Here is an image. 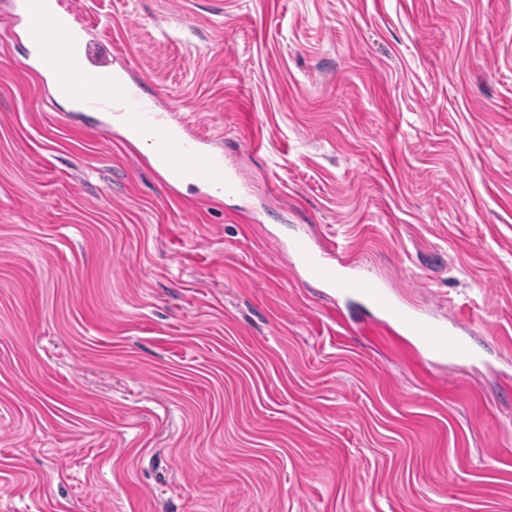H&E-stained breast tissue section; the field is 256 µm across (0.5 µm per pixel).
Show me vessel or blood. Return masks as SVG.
Instances as JSON below:
<instances>
[{
    "label": "vessel or blood",
    "instance_id": "vessel-or-blood-1",
    "mask_svg": "<svg viewBox=\"0 0 512 512\" xmlns=\"http://www.w3.org/2000/svg\"><path fill=\"white\" fill-rule=\"evenodd\" d=\"M29 38L50 46L46 56L50 68L76 79L83 107L112 111L130 135L153 144L156 158L172 179L203 184L226 194L240 192L241 185L225 164L223 154L204 149L202 137L171 124L165 108L155 98L144 97L140 86L116 78L108 69L89 70L86 53L73 47L68 30L52 16H42L38 25L30 28ZM288 249L294 268L312 280L366 298L376 310L415 336L429 356L451 362L472 358L474 350L468 338L456 331V316L440 322L404 310L374 277L364 272L343 274L341 264L329 261L327 250L315 249L306 238L293 239Z\"/></svg>",
    "mask_w": 512,
    "mask_h": 512
}]
</instances>
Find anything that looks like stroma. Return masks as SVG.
I'll list each match as a JSON object with an SVG mask.
<instances>
[{
  "mask_svg": "<svg viewBox=\"0 0 512 512\" xmlns=\"http://www.w3.org/2000/svg\"><path fill=\"white\" fill-rule=\"evenodd\" d=\"M77 7L243 190L57 104L0 0V512H512V0ZM288 249L296 270L330 288L366 298L376 310L415 336L429 356L450 362H466L472 358L474 350L467 336L454 331L458 325L456 316L449 315L448 321L440 322L404 310L374 277L364 272L343 274V263L327 260L329 247L317 250L305 237L293 239Z\"/></svg>",
  "mask_w": 512,
  "mask_h": 512,
  "instance_id": "35a3bbf8",
  "label": "stroma"
}]
</instances>
